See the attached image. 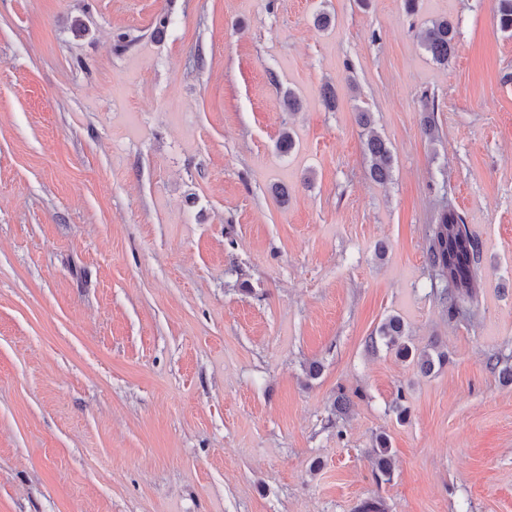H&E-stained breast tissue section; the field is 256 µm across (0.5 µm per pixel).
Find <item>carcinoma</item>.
Returning <instances> with one entry per match:
<instances>
[{
	"mask_svg": "<svg viewBox=\"0 0 512 512\" xmlns=\"http://www.w3.org/2000/svg\"><path fill=\"white\" fill-rule=\"evenodd\" d=\"M493 8L500 29L512 31V0H493ZM423 46L434 62L446 65L455 52V28L447 20L432 22L423 35ZM366 149L372 159L370 167L371 178L384 183L391 177L393 154L388 143L377 135H372L366 141ZM429 248L428 263L442 281L445 289L442 295L448 297V313L462 312L466 305L472 303L480 288L479 265L480 243L470 232L464 218L453 209L444 208L438 215L437 222L428 228ZM377 335L402 357H414L419 363L421 372L427 374L435 366L447 363V355L437 350H418L406 341L407 336L404 322L398 316L387 317L377 328ZM374 468L381 476L391 475V448L388 439L381 436L377 447L372 449Z\"/></svg>",
	"mask_w": 512,
	"mask_h": 512,
	"instance_id": "obj_1",
	"label": "carcinoma"
}]
</instances>
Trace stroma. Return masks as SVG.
<instances>
[{"instance_id": "stroma-1", "label": "stroma", "mask_w": 512, "mask_h": 512, "mask_svg": "<svg viewBox=\"0 0 512 512\" xmlns=\"http://www.w3.org/2000/svg\"><path fill=\"white\" fill-rule=\"evenodd\" d=\"M441 19L445 66L420 43ZM447 206L481 244L458 317L427 260ZM391 315L447 363L375 341ZM495 353L512 34L492 0H0V512H512ZM366 149L372 159L371 178L384 183L391 177L393 154L388 143L380 136L372 135L366 141ZM390 452L391 448H389L388 439L385 436H380L377 440V447L372 448L374 468L378 475L390 477L392 470Z\"/></svg>"}]
</instances>
